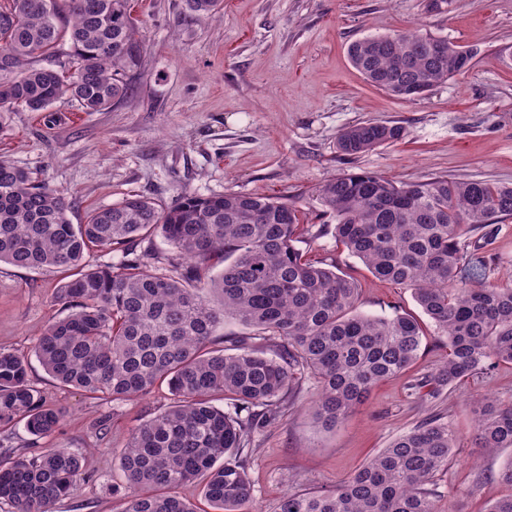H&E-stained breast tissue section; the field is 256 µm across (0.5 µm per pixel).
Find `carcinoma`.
<instances>
[{"instance_id": "cac0c4a2", "label": "carcinoma", "mask_w": 512, "mask_h": 512, "mask_svg": "<svg viewBox=\"0 0 512 512\" xmlns=\"http://www.w3.org/2000/svg\"><path fill=\"white\" fill-rule=\"evenodd\" d=\"M192 19L223 0H184ZM364 79L402 100L468 70L473 56L418 31L351 43ZM143 44L129 0H9L0 5V130L7 112H47L67 97L103 112L136 87ZM403 136L398 125L364 121L342 131L337 149L362 154ZM336 220V241L369 272L412 291L448 348L435 371L410 389L440 392L463 378L512 364V286L491 280L492 261L473 258L462 225L512 215V186L437 177L398 182L369 171L319 186ZM60 190L0 157V262L61 275L50 319L33 353L64 387L117 406L166 384L173 403L132 431L120 464L142 492L120 495L118 512H197L179 490L205 478L214 512H253L248 472L254 435L284 416L299 383L327 429L342 423L377 384L415 361L424 332L417 318L358 311L357 281L314 260L297 244L319 236L300 224L297 201L229 192L186 194L162 207L143 195L71 222ZM169 245L158 251L152 236ZM93 250L119 253L91 265ZM231 318L248 329L217 333ZM28 355L0 349V428L24 425L33 442L55 433L61 412L29 379ZM224 397V406L214 395ZM476 440L512 448V401L481 402ZM456 433L431 415L398 436L346 481L284 493L276 512H439L435 485L448 469ZM70 448L0 457V503L11 512H53L82 475Z\"/></svg>"}]
</instances>
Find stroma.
I'll return each instance as SVG.
<instances>
[{
    "label": "stroma",
    "mask_w": 512,
    "mask_h": 512,
    "mask_svg": "<svg viewBox=\"0 0 512 512\" xmlns=\"http://www.w3.org/2000/svg\"><path fill=\"white\" fill-rule=\"evenodd\" d=\"M144 44L137 90L104 112H81L70 99L49 111L11 113L0 155L63 191L71 220L139 194L162 205L184 194L241 192L299 196L303 223L321 226L312 257L355 278L359 309L374 316L420 315L409 289L374 277L337 243L316 187L334 177L377 172L398 181L486 180L512 185V0H224L218 17L191 20L184 0H130ZM419 29L473 55L471 69L436 83L422 98L397 99L369 85L352 66L353 41ZM366 120L402 126L401 140L355 156L336 149L338 134ZM463 241L493 261L494 280L512 283V216ZM59 276L0 264V348L31 353L43 326L61 316ZM413 367L374 387L335 429L308 409L309 388L286 415L260 432L250 475L255 512H275L285 492L331 488L429 415L452 422L457 449L438 479L441 512H487L512 493L499 475L512 448L474 444L473 401H512V365L500 364L448 387L438 398L410 391L446 349L432 327ZM32 383L61 410L62 424L43 448L82 451L86 470L55 512H113V489L128 492L118 450L171 394L157 387L115 407L56 385L39 362ZM112 420L109 452L97 451L95 423Z\"/></svg>",
    "instance_id": "obj_1"
}]
</instances>
